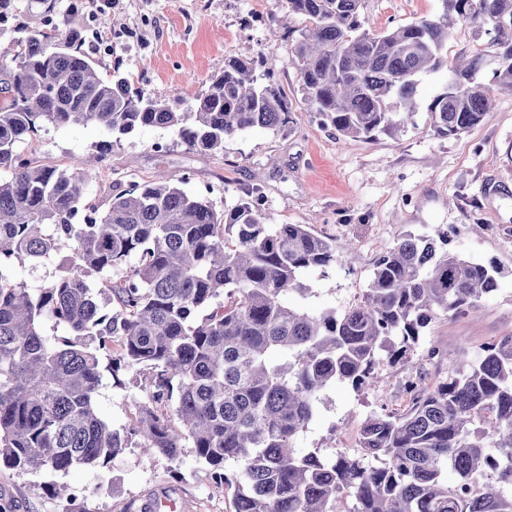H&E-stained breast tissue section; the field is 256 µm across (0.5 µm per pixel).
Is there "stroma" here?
<instances>
[{"label":"stroma","instance_id":"stroma-1","mask_svg":"<svg viewBox=\"0 0 512 512\" xmlns=\"http://www.w3.org/2000/svg\"><path fill=\"white\" fill-rule=\"evenodd\" d=\"M268 27L247 19L255 0H0V55H14L29 35L57 28L50 43L65 37L78 16L83 50L106 77L120 73L145 95L169 98L180 91L177 111H191L195 97L226 59H279L274 81L293 104L290 129L254 128L226 140L223 152L190 151L171 131L144 127L125 136L101 162L88 199L106 208L113 184L141 181L163 172L185 179L186 190L207 198L216 210H230L259 187L262 208L274 224H304L321 236L351 244L349 266L304 275L308 308L344 309L362 294L376 259L408 233L433 235L455 227L454 250L496 265V294L474 315L438 314L404 365L382 367L375 387L357 391L329 387L316 415L294 440L304 455L357 452L365 416L380 409H404L398 382L436 346L455 363L473 358L491 341L512 336V93L497 95L478 126L457 137L434 135L427 113L398 137L345 138L301 101L288 45L271 31L298 33L300 16L266 0ZM441 10V0H365L369 26L384 31ZM109 133L96 125L41 132L21 145L39 165L68 168L93 153ZM145 367L105 375L99 413L114 429H129L146 397ZM51 483L69 485L78 497L53 495ZM170 497L178 512H233L231 494L217 487L211 469L193 449L177 459L142 454L130 446L110 466L75 468L65 474L19 471L0 465V498L12 512H144L148 502Z\"/></svg>","mask_w":512,"mask_h":512}]
</instances>
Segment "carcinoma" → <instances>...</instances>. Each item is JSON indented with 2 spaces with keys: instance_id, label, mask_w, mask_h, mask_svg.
Wrapping results in <instances>:
<instances>
[{
  "instance_id": "carcinoma-1",
  "label": "carcinoma",
  "mask_w": 512,
  "mask_h": 512,
  "mask_svg": "<svg viewBox=\"0 0 512 512\" xmlns=\"http://www.w3.org/2000/svg\"><path fill=\"white\" fill-rule=\"evenodd\" d=\"M303 18L288 52L301 100L344 137L374 139L416 125L425 108L440 137L479 125L512 92V0H442V14L376 32L365 0H280ZM492 50L448 60L454 22ZM33 34L11 59L0 101V464L67 472L105 466L126 439L100 415V360L150 370L129 431L146 454L192 448L234 512H512V336L448 368L436 384L400 381L401 411L371 413L359 453L296 455L330 385L359 390L386 355L410 356L438 312L465 315L498 290V271L449 248L453 228L407 234L375 262L360 300L309 312L310 269L347 263L336 240L304 224H270L259 197L216 210L163 176L110 187L86 202L93 170L34 165L18 146L52 126L94 124L119 139L170 130L189 150L224 151L254 128L290 124L288 95L231 58L191 112L106 79L74 31L54 47ZM448 71L427 103L424 76ZM51 265L35 288L15 269ZM379 461L373 466L368 459ZM238 470L230 473L225 464Z\"/></svg>"
}]
</instances>
